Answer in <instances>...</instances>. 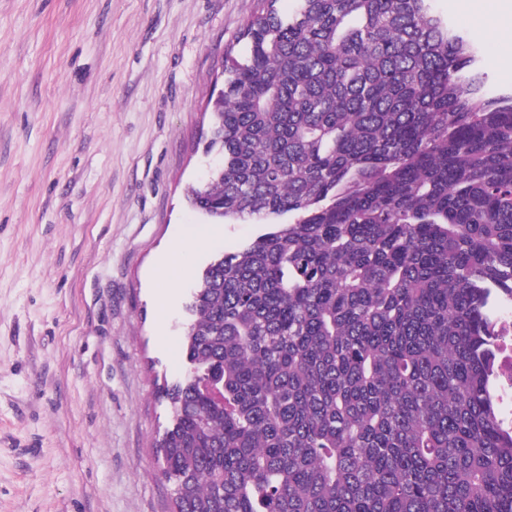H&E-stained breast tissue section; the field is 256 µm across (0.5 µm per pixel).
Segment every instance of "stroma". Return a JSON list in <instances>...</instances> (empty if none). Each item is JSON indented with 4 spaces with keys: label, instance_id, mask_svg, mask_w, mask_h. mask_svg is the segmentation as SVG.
<instances>
[{
    "label": "stroma",
    "instance_id": "stroma-1",
    "mask_svg": "<svg viewBox=\"0 0 512 512\" xmlns=\"http://www.w3.org/2000/svg\"><path fill=\"white\" fill-rule=\"evenodd\" d=\"M512 93L482 0H435ZM261 0H0V512H171L163 382L188 302L258 224L187 201L227 47ZM180 250L184 272L160 292Z\"/></svg>",
    "mask_w": 512,
    "mask_h": 512
}]
</instances>
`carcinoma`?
Segmentation results:
<instances>
[{"instance_id":"carcinoma-1","label":"carcinoma","mask_w":512,"mask_h":512,"mask_svg":"<svg viewBox=\"0 0 512 512\" xmlns=\"http://www.w3.org/2000/svg\"><path fill=\"white\" fill-rule=\"evenodd\" d=\"M265 6L226 56L224 175L272 230L203 277L159 443L173 512H512L490 296L512 292V95L433 0Z\"/></svg>"}]
</instances>
